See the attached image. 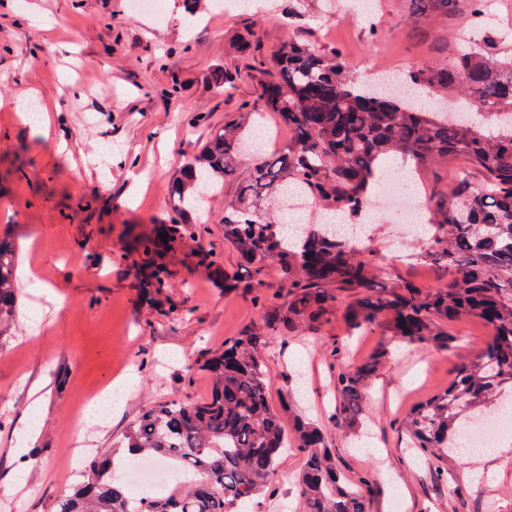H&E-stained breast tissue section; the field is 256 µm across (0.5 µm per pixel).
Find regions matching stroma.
Here are the masks:
<instances>
[{
    "label": "stroma",
    "mask_w": 512,
    "mask_h": 512,
    "mask_svg": "<svg viewBox=\"0 0 512 512\" xmlns=\"http://www.w3.org/2000/svg\"><path fill=\"white\" fill-rule=\"evenodd\" d=\"M161 0V16L133 14L131 0H0V225L18 253L20 307L0 336V512H53L65 479L85 460L72 443L82 406L105 384H135L120 411L91 430L95 448L122 440L139 411L160 401L198 402L211 392L202 364L260 318L250 288L225 289L224 272L240 259L224 245L223 194L208 197L201 243L190 240L146 254L136 246L169 223L168 188L183 161L253 98L261 77L244 71L236 43L265 55L299 37L341 47L352 74L387 70L402 78L436 60L434 45L456 49L474 33L466 14L422 26L409 0H375L376 36L341 6L288 28V0ZM241 70L234 89L214 69ZM220 254L207 264L200 251ZM395 278L439 285L413 263L399 215L382 217L369 242ZM164 269L168 286L153 299L143 283ZM455 350L406 346L372 386L363 445L337 427L334 373L372 353L380 336L337 351L342 319L319 330L283 331L263 353L269 399L282 410L296 397L302 415L324 432L338 468L365 479L367 512H512V452L442 461L411 455L401 423L411 407L444 388L457 365L474 359L489 331L481 321L452 325ZM303 454L277 462L285 484L261 502L295 512L294 481Z\"/></svg>",
    "instance_id": "stroma-1"
}]
</instances>
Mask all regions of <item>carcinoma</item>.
I'll list each match as a JSON object with an SVG mask.
<instances>
[{
	"mask_svg": "<svg viewBox=\"0 0 512 512\" xmlns=\"http://www.w3.org/2000/svg\"><path fill=\"white\" fill-rule=\"evenodd\" d=\"M425 22L446 19L461 0H410ZM467 13L483 37L444 62L409 72L407 85L432 99L429 112L394 93L364 86L349 72L341 50L290 39L270 57H248L245 69L266 76L260 104L215 131L181 165L171 187L168 239L199 237L194 215L203 195L219 194L250 160L248 178L224 201V245L247 264V277L224 272V287L263 284L274 265L287 300L265 307L224 353L205 364L212 390L199 402H161L130 425L123 441L86 461L83 480L66 488L54 512H240L276 480L279 455L293 442L305 456L299 476L302 512H366L362 490L336 468L324 432L300 414L287 434L269 403L270 381L262 351L277 332L318 329L342 314L352 336L380 331L398 343L450 351L448 324L477 319L489 338L462 363L448 385L416 404L403 428L412 447L435 465L453 455L475 420L512 403V111L496 112L484 127L472 112L448 111L459 93L477 108L512 104V58L491 49L486 0H467ZM273 113L288 131L276 153L249 151L251 130ZM413 164V176L450 157L467 167L454 187L433 196L415 259L445 279L436 288L393 280L376 253L353 244L326 223L330 216L359 221L370 188L388 158ZM318 204L302 224L281 223L289 207ZM19 301L16 246L0 230V336L14 325ZM388 344L359 364L336 370V418L346 432L362 428L367 393ZM157 459L187 472L167 491L135 503L117 478L126 458Z\"/></svg>",
	"mask_w": 512,
	"mask_h": 512,
	"instance_id": "carcinoma-1",
	"label": "carcinoma"
}]
</instances>
